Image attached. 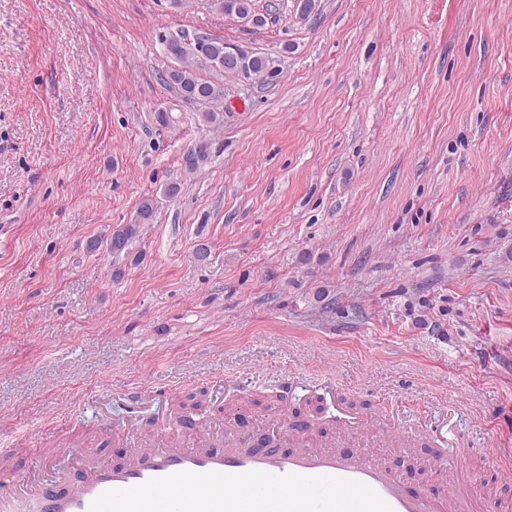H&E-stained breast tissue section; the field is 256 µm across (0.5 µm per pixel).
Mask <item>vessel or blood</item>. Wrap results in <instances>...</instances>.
<instances>
[{
  "label": "vessel or blood",
  "mask_w": 512,
  "mask_h": 512,
  "mask_svg": "<svg viewBox=\"0 0 512 512\" xmlns=\"http://www.w3.org/2000/svg\"><path fill=\"white\" fill-rule=\"evenodd\" d=\"M282 445L254 442L239 430L223 446L206 423L164 416L150 440H132L100 462L81 448L51 455L31 449L39 472L0 473V510L23 501L25 512H493L482 487L459 484L448 466L463 458V441L423 454L404 437L391 439L389 458L363 445L366 416L341 411L337 426L351 443L322 448L309 424L271 413ZM74 472L65 491L55 479Z\"/></svg>",
  "instance_id": "1"
}]
</instances>
